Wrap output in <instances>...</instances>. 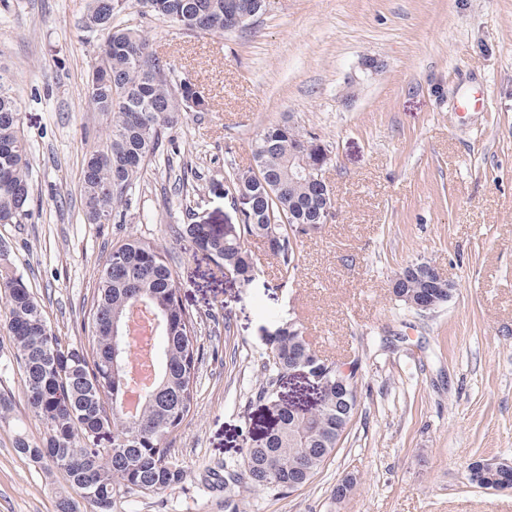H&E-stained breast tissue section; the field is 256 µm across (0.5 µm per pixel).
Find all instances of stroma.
I'll list each match as a JSON object with an SVG mask.
<instances>
[{
    "label": "stroma",
    "instance_id": "obj_1",
    "mask_svg": "<svg viewBox=\"0 0 512 512\" xmlns=\"http://www.w3.org/2000/svg\"><path fill=\"white\" fill-rule=\"evenodd\" d=\"M89 0H0V70L11 75L30 148L34 203L0 224V250L26 279L56 336L81 322L112 245L130 235L165 250L204 348L194 405L175 434L176 489L118 496L112 512H224L213 472L243 465L276 426L256 392L285 321L313 348L358 360V414L310 484L281 497L240 494L239 512H512V489L468 482L473 461L512 463V0H270L250 25L190 33L128 0L135 25L191 82L207 109L173 129L177 153L153 160L125 223L83 221L80 173L109 124L85 93L96 42ZM283 119L329 150L331 223L297 240L294 279L250 240L249 283L171 232L240 221L227 165ZM424 258L456 284L429 313L397 301L391 280ZM0 512H57L62 471L14 449L43 431L28 410L0 305ZM350 478L344 501L333 490Z\"/></svg>",
    "mask_w": 512,
    "mask_h": 512
}]
</instances>
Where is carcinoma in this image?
I'll list each match as a JSON object with an SVG mask.
<instances>
[{
  "instance_id": "cac0c4a2",
  "label": "carcinoma",
  "mask_w": 512,
  "mask_h": 512,
  "mask_svg": "<svg viewBox=\"0 0 512 512\" xmlns=\"http://www.w3.org/2000/svg\"><path fill=\"white\" fill-rule=\"evenodd\" d=\"M145 13L190 32L228 30L226 13L238 9L243 24L260 17L267 0H141ZM126 0H91L83 16L89 32H103L108 47L94 59L86 82L89 102L112 113L103 145L85 159L81 206L87 224L125 221L119 207L131 202L146 164L164 154L169 131L185 112H203L205 100L191 84L174 78L171 63L149 51L134 25H112ZM317 139L288 121L270 124L255 140V167L227 168L232 193L251 198L241 223L229 233L210 224H178L177 239L189 243L224 271L248 283L256 262L251 239L276 244L283 278L297 268L299 225L319 224L331 198L312 181L319 158ZM301 152V181L288 182V163ZM31 165L22 110L13 80L0 72V224H25L31 215ZM433 290L423 279L408 278L393 289L406 302ZM0 299L5 301L8 333L24 397L41 421L43 434L32 442L20 434L17 453L61 469L66 486L58 512H74L70 492L93 512H112L125 493H158L182 479L171 454V438L189 416L194 379L203 357L198 316L186 309L165 252L150 238L130 235L112 247L93 286L82 331L87 344L64 345L48 324L24 276L0 265ZM142 302L159 322L153 357L154 381L140 397L136 414L124 413L123 388L130 385L132 357L120 332L135 303ZM304 362L321 367L320 404L300 414L277 399L275 387L288 368ZM317 354L296 323L282 328L276 348L264 361L265 382L258 396L273 405L277 428L246 451L245 470L224 465V508L233 510L234 489H262L281 496L302 488L336 451V432L346 434L360 406V366Z\"/></svg>"
}]
</instances>
